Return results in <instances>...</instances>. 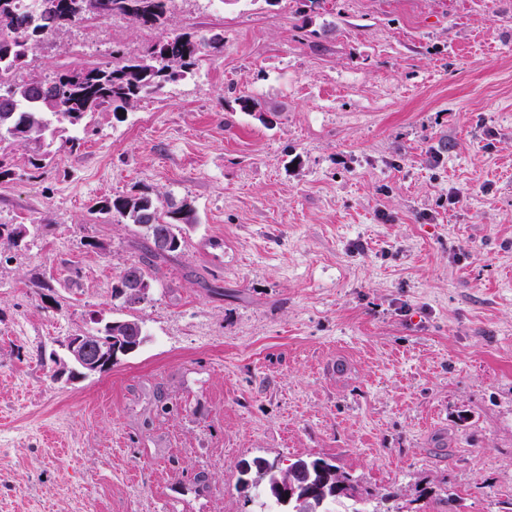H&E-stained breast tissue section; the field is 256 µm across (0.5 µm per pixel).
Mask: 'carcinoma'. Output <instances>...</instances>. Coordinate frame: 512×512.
Segmentation results:
<instances>
[{"mask_svg":"<svg viewBox=\"0 0 512 512\" xmlns=\"http://www.w3.org/2000/svg\"><path fill=\"white\" fill-rule=\"evenodd\" d=\"M173 0H0V178L11 173L8 149L15 142L31 148L30 163L41 170L54 161L56 139L63 138L70 151L80 147L76 137H64L65 128L111 106L117 109L157 95L166 85L191 73L204 53L224 52L218 37L208 40L189 33L167 35L144 50L129 55L112 48V61L96 67L57 74L54 78L30 77L29 52L34 42L57 30L88 18L108 20L128 17L148 29L165 26ZM90 214L118 221L127 220L143 227L146 245L143 255L130 263L144 290L152 288V266L182 250L186 245L183 227L196 223L193 203L163 208L152 194L142 190L125 196H112L97 202ZM27 237L20 224L0 223V243L20 246ZM112 298L124 305L137 303L128 290L125 271L112 285ZM95 344L108 357L127 356L144 343L141 324L132 319L112 320L91 333ZM263 486L269 501L286 512H335L333 505L352 501V512H381L379 504L394 497L369 491L359 492V483L350 474L323 459H303L281 469L259 459L256 478L240 480L246 493Z\"/></svg>","mask_w":512,"mask_h":512,"instance_id":"cac0c4a2","label":"carcinoma"}]
</instances>
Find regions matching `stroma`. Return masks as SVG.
I'll return each mask as SVG.
<instances>
[{"label":"stroma","mask_w":512,"mask_h":512,"mask_svg":"<svg viewBox=\"0 0 512 512\" xmlns=\"http://www.w3.org/2000/svg\"><path fill=\"white\" fill-rule=\"evenodd\" d=\"M185 32L223 55L46 169L11 148L0 512H261L257 457L332 461L390 512H512V0H175L31 59ZM140 187L197 222L125 308L144 232L88 209ZM122 318L143 345L71 379L67 337Z\"/></svg>","instance_id":"obj_1"}]
</instances>
